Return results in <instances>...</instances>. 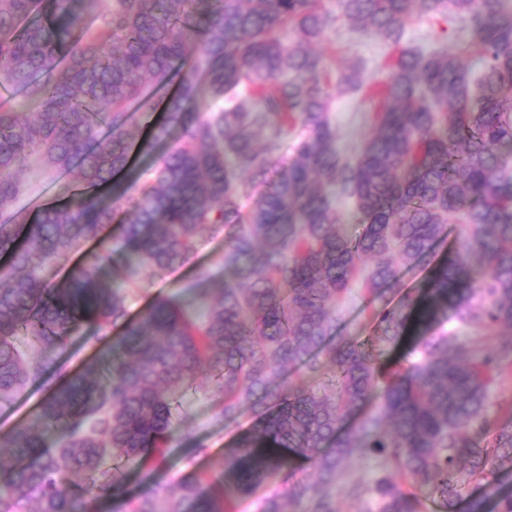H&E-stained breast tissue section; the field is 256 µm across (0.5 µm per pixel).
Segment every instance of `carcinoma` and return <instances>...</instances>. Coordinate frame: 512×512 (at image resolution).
<instances>
[{
	"label": "carcinoma",
	"instance_id": "carcinoma-1",
	"mask_svg": "<svg viewBox=\"0 0 512 512\" xmlns=\"http://www.w3.org/2000/svg\"><path fill=\"white\" fill-rule=\"evenodd\" d=\"M337 3L0 0V85L35 106L25 123L0 108V400L45 380L80 325L123 326L107 367L87 361L0 434V512H89L128 468L163 455L180 397L204 371L224 419L246 406L259 418L225 454L220 493L190 471L115 512H226L268 478L282 493L261 512H338L342 464L369 452L387 469L346 485L359 512H420L409 484L457 512L468 485L512 479V402L486 411L491 387L512 377V0ZM417 14L469 24V49L448 53L430 33L427 48L404 42ZM339 18L390 47L373 75L338 76L375 101L352 162L336 147L332 69L313 49ZM159 98L154 139L175 130L177 142L138 195L103 197L142 145L136 112ZM260 136L269 158L292 141V158L246 199ZM32 157L73 182L30 223L11 205ZM339 196L361 215L356 235ZM453 222L461 247L423 293H401V272ZM114 223L127 258L104 281ZM204 227L224 233V279L198 292L203 317L158 294L130 319L129 284L188 262ZM86 244L95 249L62 282L43 279L45 264ZM356 285L373 322L365 340L337 332ZM450 308L459 326L506 331L479 355L445 328ZM406 335L414 359L380 373ZM297 367L317 388L288 383ZM52 428L63 437L50 448ZM297 459L317 479L298 475Z\"/></svg>",
	"mask_w": 512,
	"mask_h": 512
}]
</instances>
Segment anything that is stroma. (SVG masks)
I'll list each match as a JSON object with an SVG mask.
<instances>
[{
  "instance_id": "stroma-1",
  "label": "stroma",
  "mask_w": 512,
  "mask_h": 512,
  "mask_svg": "<svg viewBox=\"0 0 512 512\" xmlns=\"http://www.w3.org/2000/svg\"><path fill=\"white\" fill-rule=\"evenodd\" d=\"M434 29L446 30L447 35L441 47L452 53L471 39L468 28L460 25L452 29L442 17L426 15L410 20L406 27V37L416 40ZM320 48L326 52L336 70H343L355 63L367 73L373 71L387 51L382 39L349 32L341 21L326 33ZM371 109V103L357 94L343 91L334 93L331 116L336 128V145L343 157L353 159L358 155L370 129ZM19 178L26 190L17 200V207L33 213L61 197L54 171L40 162L30 163ZM223 256V235L202 231L198 236L194 259L154 279L151 288L134 292L129 300L131 316H139L152 297L158 294L178 298L191 305L192 309H199V302L194 301L192 296L193 289L202 287L204 283L199 273L207 271L208 280L213 282L222 280ZM45 397V388L32 384L12 401H0V433L30 419ZM221 408L222 400L214 392L209 376L201 375L182 398L181 411L185 420L169 442L163 458L150 459L130 468L118 497H137L148 488L167 483L175 475L191 470L199 471L209 479L219 478L224 469L225 450L234 447L238 439L255 423V415L248 409L243 410L237 420L224 421Z\"/></svg>"
}]
</instances>
